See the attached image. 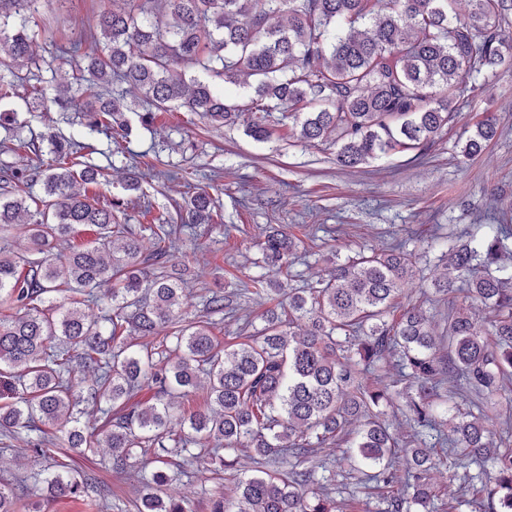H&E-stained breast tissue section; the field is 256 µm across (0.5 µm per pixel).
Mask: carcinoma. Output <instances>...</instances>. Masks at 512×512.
Instances as JSON below:
<instances>
[{
    "label": "carcinoma",
    "mask_w": 512,
    "mask_h": 512,
    "mask_svg": "<svg viewBox=\"0 0 512 512\" xmlns=\"http://www.w3.org/2000/svg\"><path fill=\"white\" fill-rule=\"evenodd\" d=\"M112 0L80 40L62 50L71 70L87 74L84 126L127 138L120 97L100 85L116 79L143 92L154 112L184 109L216 126L246 123L259 140L275 134L272 113L291 122L306 142L334 136L336 164L354 168L370 160L419 150L436 142L459 102L484 89L490 74L512 68V0H470L462 17L456 0ZM37 0H8L20 14ZM11 13V14H13ZM0 16V100L17 88L12 63L29 60L26 22ZM248 21H242V18ZM200 66L204 78H187ZM245 74L256 97L235 102L224 85ZM484 118L462 150L479 154L496 135ZM63 138L51 140L53 165L43 170L0 169V230L30 241L24 252L0 251V431L21 438L37 456L61 449L50 472L33 471L0 484V512L31 509L30 486L56 498L80 497L112 512V487L70 460L69 450L112 449V470L126 472L136 454L155 467L142 476L137 512H188L183 501L162 497L178 477L169 458L199 459L232 471L245 450L254 468L233 495H216L207 512H339L328 468L310 463L317 448L345 444L343 457L380 493V512H434L429 449L448 447L465 469L464 483L448 496V512L470 505L484 512L481 493L512 512V447H495L486 425L488 406L512 380V224L499 220L464 241L448 239L455 276L435 280V292L466 285L468 298L489 309L481 320L467 308L448 309L445 332L434 333L416 304H402L416 254L398 242L390 249L336 264L329 278L284 290L267 275L250 278L253 294L275 304L263 326L241 328L240 341L220 344L211 322L188 321L181 310L190 261L174 263L184 232L212 221L206 191L176 206L177 223L153 224L137 234L119 222L124 202L98 203L87 186L102 168L79 162ZM44 197L34 198L32 181ZM35 210H30V203ZM94 241L58 260L57 244L78 228ZM262 263L274 274L290 263L296 243L273 230L260 243ZM66 288L96 306L88 318L62 310L51 294ZM288 294V318L277 307ZM209 314L234 317L229 296L212 293ZM401 309L398 318L391 315ZM146 338L135 343L130 336ZM162 340H157V337ZM97 371L83 394L74 362ZM391 363L396 379L368 384L365 377ZM415 391L395 411L398 385ZM469 397L449 433L438 423L442 400ZM94 403L100 423L81 426L82 405ZM402 414L411 440L392 432ZM477 472L470 473L471 468Z\"/></svg>",
    "instance_id": "cac0c4a2"
}]
</instances>
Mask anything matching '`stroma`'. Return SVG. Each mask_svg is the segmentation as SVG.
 <instances>
[{
  "mask_svg": "<svg viewBox=\"0 0 512 512\" xmlns=\"http://www.w3.org/2000/svg\"><path fill=\"white\" fill-rule=\"evenodd\" d=\"M108 5V0H38L29 19L36 31L33 58L17 69L20 95L29 83L38 82L46 97H54L66 70L59 45L79 39ZM20 95L10 101L18 111L16 125H0V166L31 165V156L19 145L23 139L42 142L57 134L90 142L93 151L87 159L103 168L108 179L107 185L95 188V196L104 204L115 197L128 200L124 221L135 231L174 216L175 203L196 191H207L215 199L213 222L186 232L180 243L191 259L192 276L182 305L191 317L205 314L209 292H232L260 275L259 244L276 228L288 231L297 243L295 259L279 276L288 288L327 277L336 263L358 254L405 241L419 255L406 292L427 311L439 333L452 298L431 289L448 263L435 238L476 232L494 203L512 210V70L491 75L487 91L469 98L421 159L405 153L355 168L337 165L333 141L305 144L290 137L284 120L276 138L258 141L244 124L214 127L198 115L175 109L158 113L148 128L130 116V136L116 142L108 130L86 137L77 112L26 109ZM487 114L496 122V138L481 155L464 159L466 139ZM115 150L148 163L161 158L174 177L146 179L140 192H128L127 169L111 157ZM110 459L104 448L74 456L81 469L110 483L127 512H134L138 483L104 469ZM51 463L50 457L25 451L22 441L0 435V481L13 482ZM332 467L342 512H379L374 490L358 483L346 461L336 460ZM193 468L195 477L172 481L165 492L184 500L189 512H206L210 494L231 491L233 477L203 472L198 462Z\"/></svg>",
  "mask_w": 512,
  "mask_h": 512,
  "instance_id": "1",
  "label": "stroma"
}]
</instances>
